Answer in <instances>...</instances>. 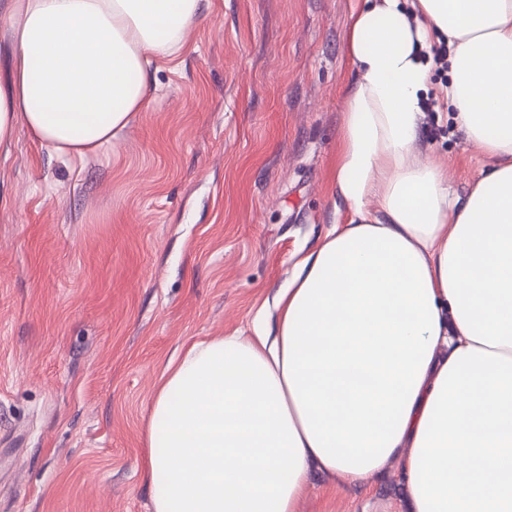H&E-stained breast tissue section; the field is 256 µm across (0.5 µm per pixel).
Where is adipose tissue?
<instances>
[{
	"label": "adipose tissue",
	"instance_id": "1",
	"mask_svg": "<svg viewBox=\"0 0 512 512\" xmlns=\"http://www.w3.org/2000/svg\"><path fill=\"white\" fill-rule=\"evenodd\" d=\"M205 0H0V145L114 146ZM446 40L450 105L486 161L464 192L416 148ZM332 187L347 211L274 299L272 331L189 345L151 401L153 512H297L309 475L400 461L403 512H512V0H361Z\"/></svg>",
	"mask_w": 512,
	"mask_h": 512
}]
</instances>
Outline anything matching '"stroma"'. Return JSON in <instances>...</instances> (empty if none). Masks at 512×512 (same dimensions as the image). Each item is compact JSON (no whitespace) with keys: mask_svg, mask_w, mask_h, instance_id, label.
<instances>
[{"mask_svg":"<svg viewBox=\"0 0 512 512\" xmlns=\"http://www.w3.org/2000/svg\"><path fill=\"white\" fill-rule=\"evenodd\" d=\"M355 0H212L150 66L115 149L0 153V512H152L148 405L192 341L251 333L296 260L345 223L327 175ZM464 192L482 158L445 105L417 144ZM400 463L349 489L315 473L298 512H399Z\"/></svg>","mask_w":512,"mask_h":512,"instance_id":"35a3bbf8","label":"stroma"}]
</instances>
